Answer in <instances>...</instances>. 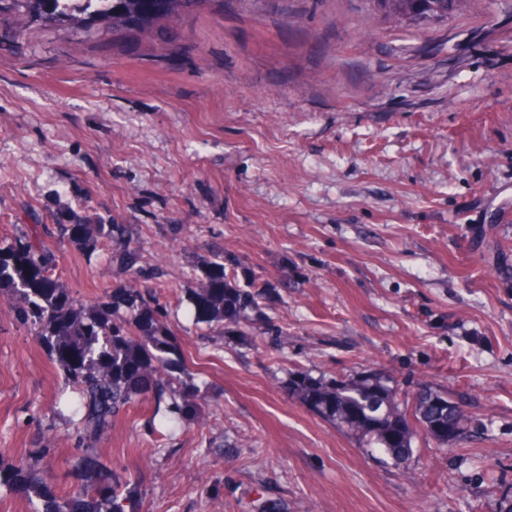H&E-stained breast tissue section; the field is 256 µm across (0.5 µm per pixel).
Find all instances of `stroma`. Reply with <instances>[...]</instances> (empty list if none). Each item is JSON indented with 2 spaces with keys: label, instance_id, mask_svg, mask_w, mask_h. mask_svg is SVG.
Returning <instances> with one entry per match:
<instances>
[{
  "label": "stroma",
  "instance_id": "1",
  "mask_svg": "<svg viewBox=\"0 0 512 512\" xmlns=\"http://www.w3.org/2000/svg\"><path fill=\"white\" fill-rule=\"evenodd\" d=\"M0 50V240L54 229L79 302L127 287L121 224L190 367L218 399L167 440L135 401L95 444L139 512H512V0L428 23L377 0H209L169 44L9 18ZM269 294L246 335L194 324L211 251ZM423 384L469 422L397 465L313 413L294 372ZM60 370L0 300V472L85 481ZM70 235L77 241H89L91 239H116L124 238L125 232L120 224H70Z\"/></svg>",
  "mask_w": 512,
  "mask_h": 512
}]
</instances>
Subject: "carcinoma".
<instances>
[{"label":"carcinoma","instance_id":"cac0c4a2","mask_svg":"<svg viewBox=\"0 0 512 512\" xmlns=\"http://www.w3.org/2000/svg\"><path fill=\"white\" fill-rule=\"evenodd\" d=\"M84 5L98 18H112V28L139 32L191 12L203 0H0V16L23 5L32 12H49L63 22ZM454 0H397L398 8L415 17L448 13ZM77 241L125 238L119 224H71ZM39 225L0 242V297L22 322L36 330L65 381L77 394L75 429L78 447L90 471L88 483L76 494L49 495L35 470L19 463L11 477L27 493L43 501L35 512H138L130 481L114 474L106 481L95 475L93 443L139 398L166 403V413L183 418L197 412L207 400L199 375L190 370L167 326L168 309L148 288H117L90 305L77 302L55 277L57 259L47 246ZM201 285L189 297L197 322L233 332L263 317L258 298L268 292L264 284L254 290L237 286L235 274L224 267V253H211L204 261ZM136 282L147 283L158 267L128 264ZM288 389L312 412L336 423L371 448L380 449L397 464L413 453L415 432L430 436L453 427L462 431L469 417L460 403L425 384L416 393L412 414L399 408L397 391L380 374L363 378H315L299 371Z\"/></svg>","mask_w":512,"mask_h":512}]
</instances>
